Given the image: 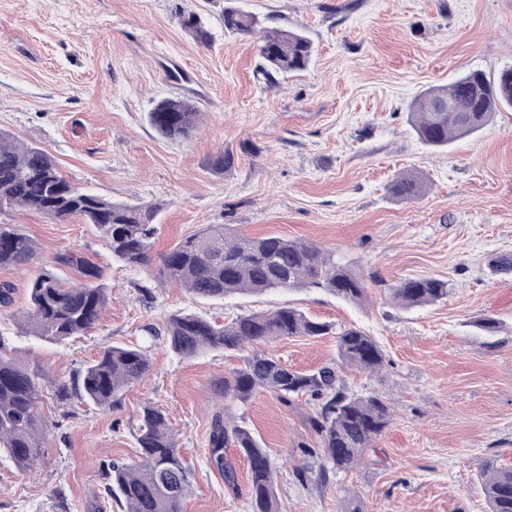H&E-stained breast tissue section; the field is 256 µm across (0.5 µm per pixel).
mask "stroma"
<instances>
[{"instance_id": "stroma-1", "label": "stroma", "mask_w": 512, "mask_h": 512, "mask_svg": "<svg viewBox=\"0 0 512 512\" xmlns=\"http://www.w3.org/2000/svg\"><path fill=\"white\" fill-rule=\"evenodd\" d=\"M305 30L310 68L269 89L257 79L258 38L225 32V8ZM183 11L215 34L194 41ZM512 67V0H0V131L47 151L80 188L115 201L158 206L154 257L209 224L306 241L332 253L366 283L354 306L320 288L201 300L153 288L151 270L113 260L92 225L19 210L42 262L76 254L109 288L97 325L51 344L18 323L29 274L0 268L14 302L0 309V338L21 361L67 379L110 345L146 348L152 366L122 408L75 404L63 417L51 396L35 472L0 460V512H119L105 493L108 463L138 455L137 416L161 409L193 475L183 512H249L247 463L227 455L228 487L207 463L219 409L245 417L276 469L282 512H489L478 480L487 456L512 466V273L492 260L512 254V109L476 134L434 151L410 122L413 99L468 70L493 78ZM189 96L202 114L184 139L160 137L156 100ZM229 153L222 172L208 165ZM425 181L422 195L390 197L399 174ZM446 280L447 299L407 309L391 301L400 279ZM292 305L321 321L353 325L380 345L374 374L342 371L349 392L391 405L390 425L354 468L319 479L323 452L311 426L315 402L282 404L256 392L247 404L219 401L214 384L242 363L239 352L180 359L146 326L177 310L217 321ZM494 317L500 330L476 323ZM268 352L288 368L313 370L337 358L336 339L282 338Z\"/></svg>"}]
</instances>
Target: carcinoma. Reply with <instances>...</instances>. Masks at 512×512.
I'll list each match as a JSON object with an SVG mask.
<instances>
[{"label":"carcinoma","instance_id":"obj_1","mask_svg":"<svg viewBox=\"0 0 512 512\" xmlns=\"http://www.w3.org/2000/svg\"><path fill=\"white\" fill-rule=\"evenodd\" d=\"M179 23L195 41H213L199 13L183 12ZM223 24L224 31L233 34L261 33L257 74L268 88L311 63L313 43L300 29L263 27L257 17L237 8L224 10ZM498 108H512V68L493 79L471 70L446 87H430L415 97L410 113L418 139L441 151L479 131ZM199 118L192 99L181 96L163 98L149 111L153 128L171 139L188 137ZM387 190L405 199L420 195L424 183L404 173ZM17 208L59 221L78 215L94 226L112 257L125 266L146 269L152 264L158 231L155 208L113 201L78 188L46 151L25 146L0 131V215ZM76 263L65 256L55 265L39 264L36 242L19 226L0 222V267L33 270L23 321L25 335L61 344L96 325L108 301V288L89 262L82 264L83 281H67L59 266ZM158 283L179 285L204 300L308 287L324 288L352 304L362 303L366 296L364 280L316 245L275 235L250 237L229 224H211L173 245L160 258ZM390 293L396 303L411 308L448 298L449 288L445 280L420 276L400 280ZM145 332L164 337L169 351L179 358L239 351L277 338L336 337L338 359L333 363L310 371L293 370L276 356L255 349L216 387L220 398L241 404L260 389L273 393L285 405L300 396L317 401L311 424L323 448L320 476L324 480L331 473L353 468L390 423V410L383 400L374 395H349L341 384L340 370L345 366L376 373L383 365L377 342L354 326L335 327L283 306L270 313L237 315L222 324L176 311L164 327L148 326ZM150 367L145 349L111 346L72 379H53L41 364L15 359L0 338V457L22 470L40 459L45 425L38 406L44 392H51L64 408L78 399L98 410L114 411L123 406L129 389L145 378ZM137 442V461L107 464L108 495L118 498L125 512H182L192 489L191 475L162 411L143 408ZM208 447L211 463L231 487L237 475L226 450L234 448L247 460L250 512H281L268 453L244 421L216 412ZM479 477L489 512H512V467L494 456L486 457L479 463Z\"/></svg>","mask_w":512,"mask_h":512}]
</instances>
